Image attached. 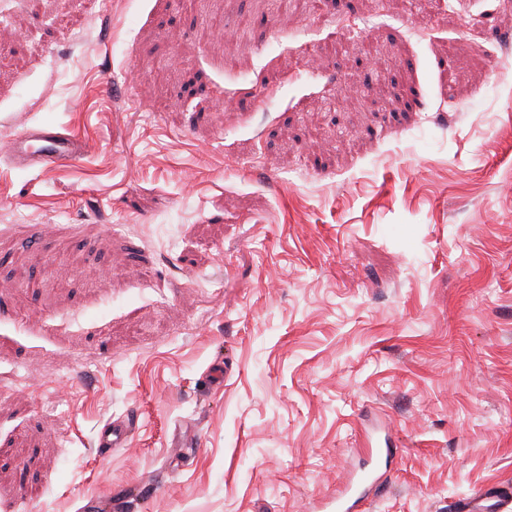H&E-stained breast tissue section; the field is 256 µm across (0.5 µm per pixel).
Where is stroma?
Wrapping results in <instances>:
<instances>
[{"label":"stroma","instance_id":"obj_1","mask_svg":"<svg viewBox=\"0 0 512 512\" xmlns=\"http://www.w3.org/2000/svg\"><path fill=\"white\" fill-rule=\"evenodd\" d=\"M409 2L0 0V512L512 486V0ZM37 125L85 154L13 166ZM131 430L130 423L124 419L108 422L98 434L97 448L102 454L109 453L112 448H123L128 442Z\"/></svg>","mask_w":512,"mask_h":512}]
</instances>
